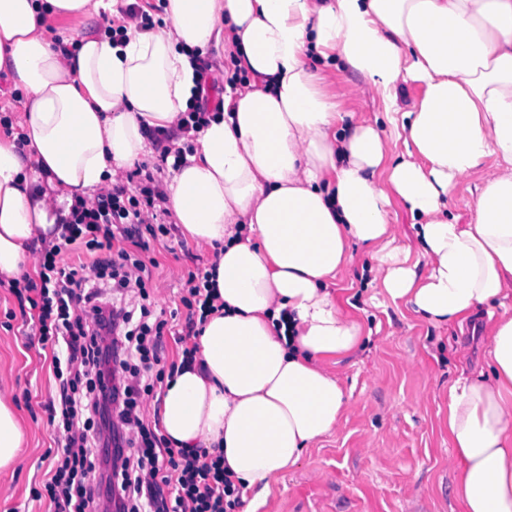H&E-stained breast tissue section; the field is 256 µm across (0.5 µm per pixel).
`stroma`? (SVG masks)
I'll return each mask as SVG.
<instances>
[{
	"label": "stroma",
	"instance_id": "35a3bbf8",
	"mask_svg": "<svg viewBox=\"0 0 512 512\" xmlns=\"http://www.w3.org/2000/svg\"><path fill=\"white\" fill-rule=\"evenodd\" d=\"M334 82L349 92L343 110L378 115L379 98L363 77L342 71ZM150 254L158 262L155 311L182 310L180 278L209 264L212 249L177 231L165 243H151ZM353 254L336 285L363 326V340L331 367L348 397L347 412L273 486L260 512H461L441 429L443 395L481 359L486 315L477 313L461 329L431 325L374 284L367 248L355 247ZM17 309L7 286H0V377L26 433L13 469L0 472V512H48L47 500L34 493L50 469L46 453L60 438L45 410L56 394L53 350L39 343L32 321Z\"/></svg>",
	"mask_w": 512,
	"mask_h": 512
}]
</instances>
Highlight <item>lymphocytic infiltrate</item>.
Masks as SVG:
<instances>
[{"label": "lymphocytic infiltrate", "instance_id": "f902f5d3", "mask_svg": "<svg viewBox=\"0 0 512 512\" xmlns=\"http://www.w3.org/2000/svg\"><path fill=\"white\" fill-rule=\"evenodd\" d=\"M139 188L124 181L94 201L77 199L58 240L37 252V276L11 284L19 304L36 310V334L53 349L57 394L47 406L60 418L63 451L53 460L44 490L51 512H98L101 481L94 459L101 434L117 443L110 458L112 481L121 491L120 512H234L239 489L224 468L223 454L173 448L145 414L143 402L164 383L160 349L168 319L150 302L149 237H167L166 193L152 172L135 169ZM90 263H70L80 250ZM111 270L118 297L104 299L101 279ZM184 329L198 335L199 320L220 312L210 273L195 267L181 278ZM118 373V381L103 379Z\"/></svg>", "mask_w": 512, "mask_h": 512}]
</instances>
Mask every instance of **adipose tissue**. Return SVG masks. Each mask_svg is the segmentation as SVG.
<instances>
[{
    "mask_svg": "<svg viewBox=\"0 0 512 512\" xmlns=\"http://www.w3.org/2000/svg\"><path fill=\"white\" fill-rule=\"evenodd\" d=\"M118 5L0 0V73L22 96L18 133L0 131V280L35 273L34 246L59 237L76 198L141 160L149 131L184 146L199 60L232 54L247 84L225 85L223 110L164 181L184 237L219 251L224 303L194 361L165 381L166 440L223 449L243 496L259 500L338 427L348 399L326 363L363 327L330 286L358 244L379 288L432 324L488 308L486 367L444 396L452 494L463 512H512V309H492L512 296V0H163L146 29ZM102 16L125 24L124 39L48 27ZM341 65L373 83L383 121L340 110L328 79ZM402 82L422 88L406 112ZM478 169L464 224L448 202ZM395 199L415 247L392 244ZM23 441L0 383V470Z\"/></svg>",
    "mask_w": 512,
    "mask_h": 512,
    "instance_id": "1",
    "label": "adipose tissue"
}]
</instances>
